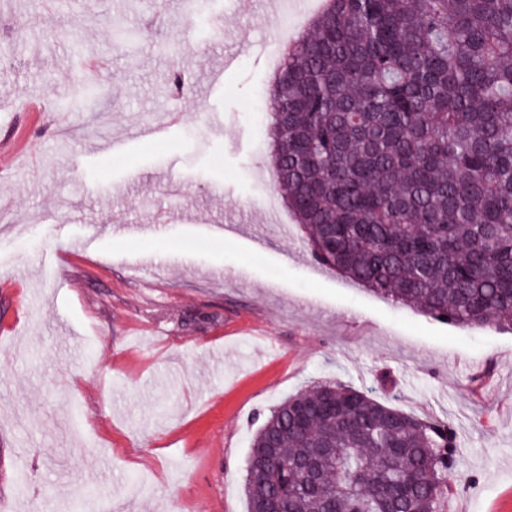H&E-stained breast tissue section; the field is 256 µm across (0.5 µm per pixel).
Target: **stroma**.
Listing matches in <instances>:
<instances>
[{
    "label": "stroma",
    "instance_id": "35a3bbf8",
    "mask_svg": "<svg viewBox=\"0 0 512 512\" xmlns=\"http://www.w3.org/2000/svg\"><path fill=\"white\" fill-rule=\"evenodd\" d=\"M0 25V512H247L252 432L325 381L452 424L447 512H512V330L353 284L287 209V236L255 238L276 192L266 15L0 0ZM33 95L51 111H22Z\"/></svg>",
    "mask_w": 512,
    "mask_h": 512
}]
</instances>
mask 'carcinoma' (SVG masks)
<instances>
[{"label":"carcinoma","instance_id":"cac0c4a2","mask_svg":"<svg viewBox=\"0 0 512 512\" xmlns=\"http://www.w3.org/2000/svg\"><path fill=\"white\" fill-rule=\"evenodd\" d=\"M269 118L313 258L434 319L512 326V0H326ZM314 446L332 452L309 487ZM454 447L445 423L321 383L253 434L248 512L265 492L282 512H444Z\"/></svg>","mask_w":512,"mask_h":512}]
</instances>
